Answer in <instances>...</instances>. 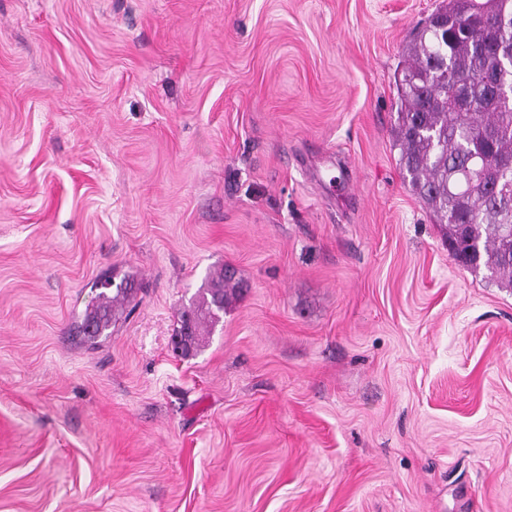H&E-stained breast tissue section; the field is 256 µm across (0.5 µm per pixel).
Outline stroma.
I'll return each mask as SVG.
<instances>
[{"label":"stroma","instance_id":"1","mask_svg":"<svg viewBox=\"0 0 512 512\" xmlns=\"http://www.w3.org/2000/svg\"><path fill=\"white\" fill-rule=\"evenodd\" d=\"M447 4L0 0V512H512V290L394 142ZM234 272L221 268L211 274L202 297L181 315L180 327L173 338V352L178 356H189L199 344L201 331L206 324L218 323L224 314V304L235 291L232 284ZM137 289L128 288V281L123 280L116 285L112 297L100 292L90 304L87 305L79 335L86 342L94 344L103 333L112 326V311L114 304H121L134 297Z\"/></svg>","mask_w":512,"mask_h":512}]
</instances>
